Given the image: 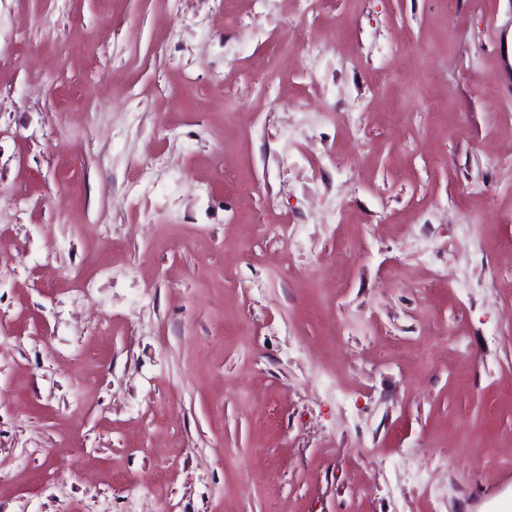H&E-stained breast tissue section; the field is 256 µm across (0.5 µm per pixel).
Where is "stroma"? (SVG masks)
Segmentation results:
<instances>
[{
  "label": "stroma",
  "instance_id": "35a3bbf8",
  "mask_svg": "<svg viewBox=\"0 0 512 512\" xmlns=\"http://www.w3.org/2000/svg\"><path fill=\"white\" fill-rule=\"evenodd\" d=\"M291 2L0 0V512L512 500V0Z\"/></svg>",
  "mask_w": 512,
  "mask_h": 512
}]
</instances>
